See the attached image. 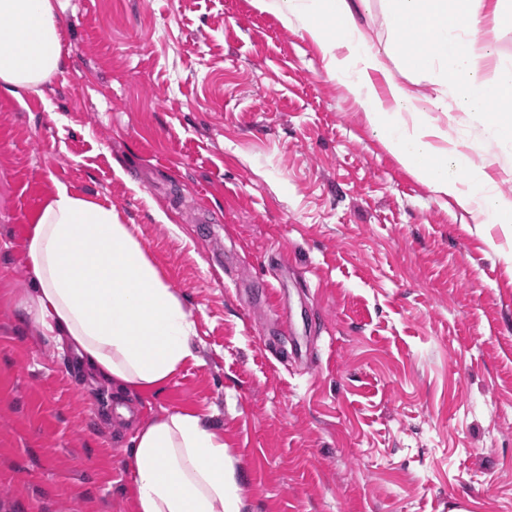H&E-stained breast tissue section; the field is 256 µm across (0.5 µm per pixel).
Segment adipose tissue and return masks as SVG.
I'll return each instance as SVG.
<instances>
[{"label": "adipose tissue", "mask_w": 512, "mask_h": 512, "mask_svg": "<svg viewBox=\"0 0 512 512\" xmlns=\"http://www.w3.org/2000/svg\"><path fill=\"white\" fill-rule=\"evenodd\" d=\"M319 45L328 75L348 89L390 153L434 193L453 198L482 223L511 224L512 197L448 138L437 113L445 89L426 105L388 62L425 72L441 65L464 112H491L494 138L512 139V67L496 83L472 64L486 0H388L392 36L378 44L356 18L357 0H255ZM62 62L54 0H0V88L38 92ZM33 290L21 306L42 335L67 348L118 399L162 387L198 362L193 322L111 207L57 188L26 243ZM136 512H239L224 435L198 411L176 410L132 438Z\"/></svg>", "instance_id": "ef3b65f1"}]
</instances>
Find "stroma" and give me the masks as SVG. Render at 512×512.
<instances>
[{"mask_svg": "<svg viewBox=\"0 0 512 512\" xmlns=\"http://www.w3.org/2000/svg\"><path fill=\"white\" fill-rule=\"evenodd\" d=\"M60 3L63 67L0 90V512H136L134 433L178 409L223 432L241 512H512V224L403 168L253 0ZM499 61L489 16L486 82ZM448 136L512 196L475 116ZM59 185L120 215L194 323L200 363L125 416L18 319Z\"/></svg>", "mask_w": 512, "mask_h": 512, "instance_id": "35a3bbf8", "label": "stroma"}]
</instances>
